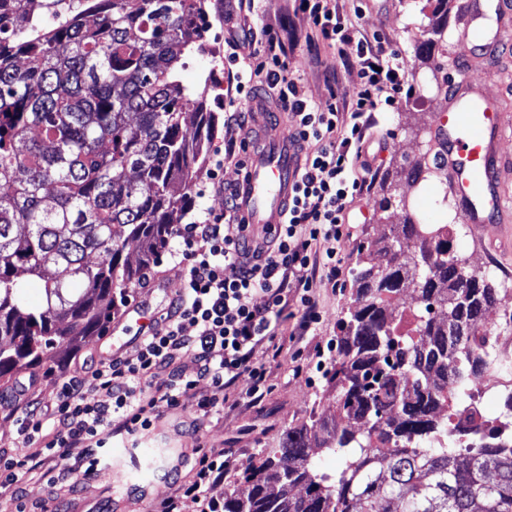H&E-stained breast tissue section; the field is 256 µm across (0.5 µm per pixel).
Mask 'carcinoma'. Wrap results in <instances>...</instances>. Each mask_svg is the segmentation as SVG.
Here are the masks:
<instances>
[{
  "instance_id": "1",
  "label": "carcinoma",
  "mask_w": 512,
  "mask_h": 512,
  "mask_svg": "<svg viewBox=\"0 0 512 512\" xmlns=\"http://www.w3.org/2000/svg\"><path fill=\"white\" fill-rule=\"evenodd\" d=\"M40 1L63 12L52 28ZM71 2L0 0V379L102 331L172 238L215 125L181 80L206 0ZM417 176L393 167L380 209ZM442 232L409 218L366 247L330 376L336 419L288 430L224 512H512V420L458 417L468 379L512 366L483 337L502 283ZM407 289L411 329L391 310ZM311 448L336 455L334 474Z\"/></svg>"
}]
</instances>
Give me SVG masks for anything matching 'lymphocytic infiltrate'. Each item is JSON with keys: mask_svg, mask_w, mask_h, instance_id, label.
<instances>
[{"mask_svg": "<svg viewBox=\"0 0 512 512\" xmlns=\"http://www.w3.org/2000/svg\"><path fill=\"white\" fill-rule=\"evenodd\" d=\"M351 2L348 19L337 14L332 0H294L310 31L335 46L344 66L357 75L354 92L339 105L321 108L306 97L299 80L290 77L288 53L277 49L270 25L258 29V43L250 48L236 37L225 38L224 59L234 70L224 95L228 123L242 120L244 104L259 87L289 112L294 136L308 147L285 221L261 238L229 208L177 225L170 256L184 265L185 279L165 316L142 331L135 354L116 351L91 361L64 377L55 400L14 410L23 445L43 443L48 456L61 459L78 455L84 477H91L109 429L139 436L160 413L189 399L203 414L223 412L230 390L242 381L248 395L260 398L267 371L254 352L275 342L276 321L288 307L297 306L302 332L320 323L312 290L320 280L344 285L342 259L328 243L346 237L350 209L369 188L373 115L393 110L411 90L402 54L356 26L365 5ZM321 242L326 250H318ZM257 295L263 305L254 304ZM186 357L194 365L189 372L180 365ZM203 380L209 389L201 393L197 385ZM101 389L110 402L91 401ZM233 469L232 449L205 450L192 481L158 501L153 512H181L186 499L198 512H224L210 491Z\"/></svg>", "mask_w": 512, "mask_h": 512, "instance_id": "obj_1", "label": "lymphocytic infiltrate"}]
</instances>
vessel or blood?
<instances>
[{
    "mask_svg": "<svg viewBox=\"0 0 512 512\" xmlns=\"http://www.w3.org/2000/svg\"><path fill=\"white\" fill-rule=\"evenodd\" d=\"M461 9L459 41L472 42L475 33H482L480 51L486 54L512 39V0H463ZM250 108L254 115L246 153L250 177L232 191L239 220L260 234L267 225L284 221L299 155L286 119L270 121V106L263 99L253 101ZM509 127L512 106L501 93L464 77L452 82L448 106L436 114L431 128V141L457 210L478 233L501 231L504 223L512 221V211L504 205L502 181L503 173L512 168L501 147Z\"/></svg>",
    "mask_w": 512,
    "mask_h": 512,
    "instance_id": "b4317fda",
    "label": "vessel or blood"
}]
</instances>
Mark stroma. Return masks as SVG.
<instances>
[{
    "instance_id": "stroma-1",
    "label": "stroma",
    "mask_w": 512,
    "mask_h": 512,
    "mask_svg": "<svg viewBox=\"0 0 512 512\" xmlns=\"http://www.w3.org/2000/svg\"><path fill=\"white\" fill-rule=\"evenodd\" d=\"M460 4L461 0H449L447 13L438 14L434 11L436 0H370L365 16L358 22L361 29L378 34L391 48L403 53L412 91L395 110L374 117L376 175L349 214L353 238L343 247L347 288L341 293L328 282L317 283L313 295L322 319L315 334L301 335L292 316L276 328L277 341L283 346L280 356H273L263 345L256 349V360L265 363L268 370L269 390L262 400L246 397L247 385L242 382L235 391L239 405L234 410L199 419L188 408L168 410L140 438L109 437L108 453L119 461L123 480L141 486L144 494L137 499L126 498L123 489L113 488L114 473L106 466L87 484L89 496L108 491L117 512H149L151 503L169 496L176 482L192 480L198 457V443L192 435L196 424L201 426L207 445L235 451V475L218 485L214 496L220 499L229 493L240 494L247 489V472L260 464L269 449L277 447L288 428L335 416L336 392L316 368V347L341 334L340 320L357 288L354 268L360 254L369 243L384 237L389 225L404 223L409 217L418 224H447L457 212L447 178L434 168L429 130L435 114L444 106L445 84L455 75L458 56L467 48L456 39ZM258 13L280 38H302L308 32L302 17L294 14L292 0H260ZM433 22L440 32L430 48H421L419 32ZM290 73L300 80L308 99L320 107L348 99L357 81L355 73L343 70L335 49L321 41L311 48L298 47L290 58ZM404 159L420 166L421 177L414 183H400L399 204L380 211L382 181L392 166ZM454 247L472 265L502 281L498 304L512 309V240L479 241L470 226L462 224ZM184 275L182 265L168 253H161L151 268L150 286L132 288L127 306L139 304L149 313L162 314L168 300L181 288ZM137 334V324L126 320L124 313H116L104 332L88 337L78 348L57 349L53 362L32 371L20 370L17 376L35 379L29 391L31 400H53L58 380L78 370L85 358L100 357L118 348L134 352ZM50 480L67 487L76 484L79 477L72 461H42L40 468L27 473L20 483L0 490V512H17L28 500L41 498Z\"/></svg>"
}]
</instances>
